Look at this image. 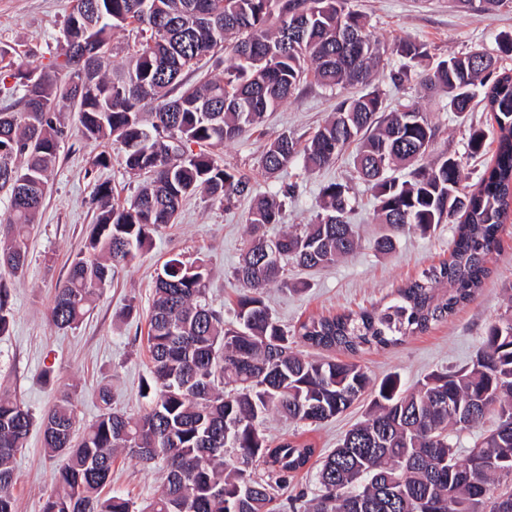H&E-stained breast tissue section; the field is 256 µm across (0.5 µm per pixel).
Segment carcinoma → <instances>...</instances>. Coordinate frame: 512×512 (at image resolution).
Masks as SVG:
<instances>
[{"mask_svg":"<svg viewBox=\"0 0 512 512\" xmlns=\"http://www.w3.org/2000/svg\"><path fill=\"white\" fill-rule=\"evenodd\" d=\"M457 3L473 13L512 7V0ZM151 8L146 15L139 0H73L59 51L45 67L25 66L16 48L0 46V92L14 98L0 109V190L10 193L0 215L1 274L24 271L29 230L67 137L64 108H78L83 139L119 144L126 172L143 178L126 207L98 185L95 224L49 308L55 327H77L114 269L175 223L187 195L202 189L223 206L249 194L250 181L215 150L260 126L309 73L339 97L336 112L303 141L285 132L271 141L261 157L268 177L299 155L319 171L349 150L355 178L371 186L376 218L387 228L375 241L378 252H392L411 230L425 235L456 220L454 246L448 260L396 288L382 306L312 317L289 330L270 312L266 289L288 283L290 263L336 264L356 251L359 235L348 221L351 186L332 182L321 190L313 223L269 239L261 230L279 223L296 185L268 191L250 212V243L233 271V321L207 303L204 265L174 256L157 273L148 330L153 368L143 391L150 408L137 417L116 413L103 387L104 409L92 423L76 428L69 393L41 418L45 449L61 463L40 512H422V501L430 512H484L486 501L504 496L500 512H512V297L469 364L433 372L410 392L396 375L382 379L364 420L322 460L314 492L280 497L316 448L295 434L274 440L266 433L274 415L317 426L345 412L371 385L354 357L448 320L490 274L499 228L512 216V69L480 50L436 61L424 42L395 46L401 62L389 73L393 85L413 73L424 89H443L446 106L458 113L482 93L497 150L467 190L460 188V156L443 152L426 161L436 128L426 117L421 125L407 122L408 114L423 113L418 103L384 106L375 84L380 46L346 0H151ZM127 29L134 44L115 67L110 43ZM226 52L232 64L224 76L183 81L184 71L218 66ZM358 85L360 95L343 94ZM484 145L483 130L470 128L468 152ZM398 169L408 178L393 176ZM273 250L278 264L265 260ZM9 322V293L0 285V334ZM299 346L343 351L350 360H308ZM490 417L491 430L458 446ZM33 422L22 402L0 390V512H14L13 460ZM119 450L145 464L165 463L161 489L142 507L118 492L102 494ZM246 482L253 491L241 499ZM217 485L222 498L212 493Z\"/></svg>","mask_w":512,"mask_h":512,"instance_id":"cac0c4a2","label":"carcinoma"}]
</instances>
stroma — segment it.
Segmentation results:
<instances>
[{
	"mask_svg": "<svg viewBox=\"0 0 512 512\" xmlns=\"http://www.w3.org/2000/svg\"><path fill=\"white\" fill-rule=\"evenodd\" d=\"M347 6L367 16L374 36L385 49L376 82L385 94L386 105L419 102L438 129L435 152L464 153L470 127L484 130V150L469 160L464 170L465 185L477 183L497 146V130L489 113L479 105L463 114L448 111L442 90H424L414 78L400 87L391 85L388 73L399 64L393 46L402 39H416L427 43L437 58L470 50L494 55L498 36L512 34V9L475 14L456 7L453 0H347ZM70 10L71 0H0V43L18 49L25 63L47 64ZM336 103V96L323 88L304 84L255 132L225 144L219 151L221 159L250 179L252 194L226 208L212 204L201 190L187 197L175 224L154 233L147 252L115 271L83 322L73 329H59L50 324L48 310L94 222L96 185L107 183L117 205L129 202L138 187L137 179L121 163L118 145L105 148L84 140L78 131L77 112L66 109L67 137L49 177L39 219L29 234L26 271L18 277L0 278L10 291L11 308L9 330L0 335V387L15 395L37 418L62 391L75 390L77 423L81 426L101 413L98 390L103 386L111 392L113 411L128 416L144 412L149 401L142 397L140 386L152 368L147 332L157 272L174 255L204 264L209 271L208 301L218 312H227L236 295L232 272L250 235L248 217L253 198L280 185H296L297 192L289 198L280 222L266 226L267 236L273 238L292 226L312 223L323 186L347 181L358 200L350 221L357 224L360 237L356 252L336 265L313 271L292 268L287 284L267 288L266 301L286 327L311 317L380 303L402 282L447 259L454 238V227L448 223L425 235L410 232L401 236L391 253L375 250L374 241L384 227L374 215L370 187L353 177L351 154L314 173L306 171L302 160L297 159L278 178L265 177L260 167L265 145L284 132L306 137L335 112ZM105 149L112 155L111 165L93 167V159ZM500 236L503 245L490 264L489 277L453 317L397 347L360 356V364L373 381L396 374L405 388L411 389L431 372L470 362L481 346L485 327L512 299V218L503 224ZM130 304L135 305L136 312L127 319L123 311ZM369 407V400H362L305 432L299 425L274 416L267 430L274 437L303 432L318 454L326 455L363 420ZM14 466L16 512H39L42 500L55 489L57 467L56 460L44 450L40 428H32ZM165 476L162 465L145 467L121 451L113 466L110 488L142 504L155 496Z\"/></svg>",
	"mask_w": 512,
	"mask_h": 512,
	"instance_id": "obj_1",
	"label": "stroma"
}]
</instances>
